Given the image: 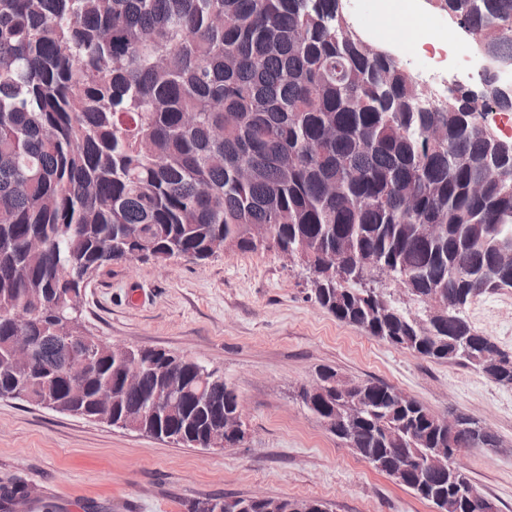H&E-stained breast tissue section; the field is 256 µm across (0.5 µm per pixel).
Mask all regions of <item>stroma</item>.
Returning a JSON list of instances; mask_svg holds the SVG:
<instances>
[{"mask_svg": "<svg viewBox=\"0 0 512 512\" xmlns=\"http://www.w3.org/2000/svg\"><path fill=\"white\" fill-rule=\"evenodd\" d=\"M345 8L420 81L441 92L474 83L454 69L433 77L423 68L430 21L449 23L430 0H417L412 35L373 24L371 0H345ZM82 309L100 339L193 358L223 374L244 406L250 441L231 450L186 447L0 399V487L35 492L0 512H188L218 495L311 497L330 512H434L303 409L297 392L322 368L346 380H383L435 413L491 426L499 450L463 451L456 465L498 499L500 512H512V388L338 322L311 299L302 267L277 252L113 264L86 287ZM466 314L478 333L512 352V312L496 295L475 297Z\"/></svg>", "mask_w": 512, "mask_h": 512, "instance_id": "stroma-1", "label": "stroma"}]
</instances>
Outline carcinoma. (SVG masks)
<instances>
[{
	"mask_svg": "<svg viewBox=\"0 0 512 512\" xmlns=\"http://www.w3.org/2000/svg\"><path fill=\"white\" fill-rule=\"evenodd\" d=\"M512 62V0H436ZM512 108L489 82L454 108L347 20L341 0H0V396L197 447L239 400L198 360L117 352L60 301L131 261H206L223 246L305 263L337 320L431 361L512 378L465 310L512 289V140L479 122ZM497 177H490V171ZM485 182L482 196L473 183ZM398 182L415 197L404 208ZM404 279L407 292L388 287ZM32 338L30 362L10 340ZM176 371L186 389L148 413ZM304 408L375 470L443 512H500L464 473L407 469L435 448H496L383 381L319 370ZM225 512L245 498L199 501ZM275 512H328L267 498Z\"/></svg>",
	"mask_w": 512,
	"mask_h": 512,
	"instance_id": "cac0c4a2",
	"label": "carcinoma"
}]
</instances>
